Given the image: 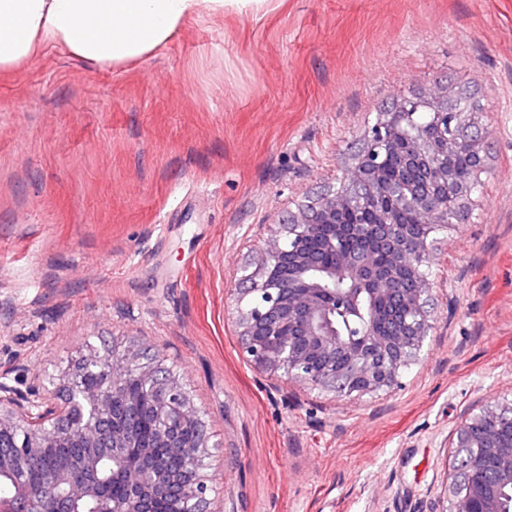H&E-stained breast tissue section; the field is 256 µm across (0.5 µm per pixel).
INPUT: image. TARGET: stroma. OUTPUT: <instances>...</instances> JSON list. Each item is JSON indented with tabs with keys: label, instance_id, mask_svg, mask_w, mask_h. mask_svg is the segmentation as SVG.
<instances>
[{
	"label": "stroma",
	"instance_id": "stroma-1",
	"mask_svg": "<svg viewBox=\"0 0 512 512\" xmlns=\"http://www.w3.org/2000/svg\"><path fill=\"white\" fill-rule=\"evenodd\" d=\"M469 93L488 168L438 237L435 328L402 389L272 399L226 292L246 244L337 185L378 113ZM162 363L203 414L215 512H426L463 414L512 400V0H274L146 58L60 47L0 74V374Z\"/></svg>",
	"mask_w": 512,
	"mask_h": 512
}]
</instances>
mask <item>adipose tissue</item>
<instances>
[{
  "label": "adipose tissue",
  "instance_id": "1",
  "mask_svg": "<svg viewBox=\"0 0 512 512\" xmlns=\"http://www.w3.org/2000/svg\"><path fill=\"white\" fill-rule=\"evenodd\" d=\"M267 0H0V70L62 47L99 66L150 54L189 18L225 7L246 10Z\"/></svg>",
  "mask_w": 512,
  "mask_h": 512
}]
</instances>
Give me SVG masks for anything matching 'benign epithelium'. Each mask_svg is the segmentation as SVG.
Wrapping results in <instances>:
<instances>
[{
    "mask_svg": "<svg viewBox=\"0 0 512 512\" xmlns=\"http://www.w3.org/2000/svg\"><path fill=\"white\" fill-rule=\"evenodd\" d=\"M422 103L408 99L378 120L365 135L364 147L338 188L298 206L287 221L258 242L233 272L227 300L233 310L243 355L278 392L288 384L334 398L363 396L402 387L403 371L419 361L432 330L427 300L434 282L421 275L423 264L436 260V239L397 222L410 209L427 226L446 225L448 200L461 197L458 224L469 220V177L448 164L457 154L486 159L483 132L464 141L447 136L457 112L433 115L432 125L416 122ZM397 162L393 182L384 179L388 158ZM328 225L331 235L322 250L331 262L302 248V241ZM94 367L97 380L59 406L36 391L20 392L0 374V480L12 490L0 495V512H212L209 492L210 438L200 411L171 372L159 363H139L128 353L94 355L78 367L77 376ZM160 425L149 438L135 422L146 415ZM512 417V401L494 403L462 416L453 448H478L499 466L492 481H475L449 496L430 512H508L512 509V452L499 448L495 430L476 429L481 421ZM196 442L184 449L182 432ZM74 441L79 451L48 467L46 482L32 487L19 471L57 444ZM139 449L137 462L126 461L127 449ZM181 456L175 472L164 475L157 449ZM120 482L124 495H109Z\"/></svg>",
    "mask_w": 512,
    "mask_h": 512,
    "instance_id": "benign-epithelium-1",
    "label": "benign epithelium"
}]
</instances>
